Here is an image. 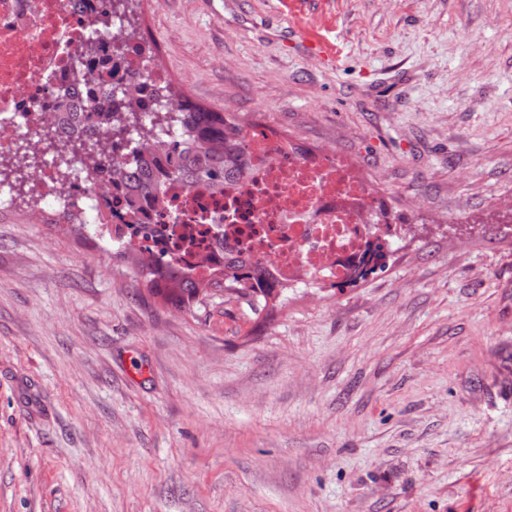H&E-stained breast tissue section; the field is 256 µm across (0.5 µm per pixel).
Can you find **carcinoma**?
Here are the masks:
<instances>
[{"label":"carcinoma","instance_id":"obj_1","mask_svg":"<svg viewBox=\"0 0 512 512\" xmlns=\"http://www.w3.org/2000/svg\"><path fill=\"white\" fill-rule=\"evenodd\" d=\"M74 76L90 77V82L110 79L112 96L89 99L85 119L103 122L116 106L133 97L132 89L141 87L146 76L136 73L128 78L119 74V58L110 55L97 60H80L73 68ZM162 111L145 107L141 112H121L108 128L113 142L126 152L108 160L107 183H93L94 189L106 187L112 195L124 197V206L134 224H147L154 208L168 187L180 183L191 188L199 182L221 189L224 178L239 174L247 167L243 143L246 131L231 112H216L190 101L172 84L158 96ZM153 140L151 158L142 157L139 143L133 135ZM47 148L56 152L84 153L93 150L80 140L59 143L51 130L43 133ZM142 167L141 180L127 186V171ZM112 236L124 245V255H132L137 274L144 279L148 291L165 305L184 312L217 292L233 290L247 298V304L257 316L267 311L269 301L278 298L277 285L267 266L255 259L249 263L225 262L211 269L202 279L190 277L178 262L160 257L129 244L120 228H112Z\"/></svg>","mask_w":512,"mask_h":512}]
</instances>
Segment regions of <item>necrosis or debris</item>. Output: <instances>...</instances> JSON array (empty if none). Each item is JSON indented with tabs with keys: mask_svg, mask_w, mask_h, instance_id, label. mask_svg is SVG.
<instances>
[{
	"mask_svg": "<svg viewBox=\"0 0 512 512\" xmlns=\"http://www.w3.org/2000/svg\"><path fill=\"white\" fill-rule=\"evenodd\" d=\"M116 19L110 0H0V212L21 201L39 224L50 209L81 218L110 210L136 246L176 258L195 278L246 256L263 258L283 284H341L380 262L396 216L345 157L307 152L266 127L247 133V176L226 179L220 192L204 183L171 186L145 227L128 225L122 205L92 191L98 161L23 159L20 143L37 142L46 128L103 146V127L82 117L89 90L72 83L68 69L108 51ZM60 95L68 113L56 107Z\"/></svg>",
	"mask_w": 512,
	"mask_h": 512,
	"instance_id": "4bbe7bcc",
	"label": "necrosis or debris"
}]
</instances>
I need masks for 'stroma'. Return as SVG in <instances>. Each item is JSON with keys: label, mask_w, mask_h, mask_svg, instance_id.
Listing matches in <instances>:
<instances>
[{"label": "stroma", "mask_w": 512, "mask_h": 512, "mask_svg": "<svg viewBox=\"0 0 512 512\" xmlns=\"http://www.w3.org/2000/svg\"><path fill=\"white\" fill-rule=\"evenodd\" d=\"M128 20L192 101L343 155L404 222L383 269L262 320L1 212L0 512H512V0Z\"/></svg>", "instance_id": "stroma-1"}]
</instances>
